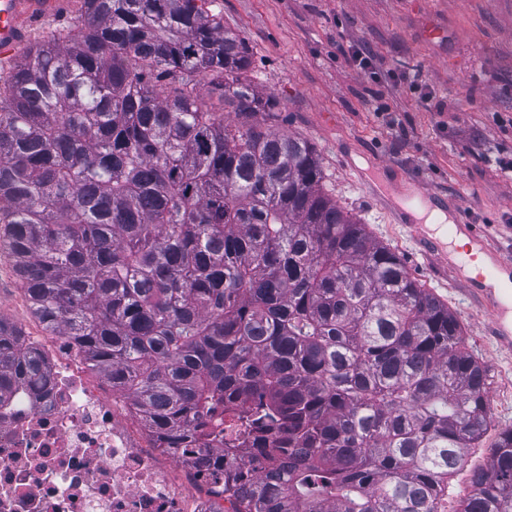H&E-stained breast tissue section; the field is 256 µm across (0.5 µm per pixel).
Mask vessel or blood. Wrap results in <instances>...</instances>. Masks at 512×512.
<instances>
[{
    "mask_svg": "<svg viewBox=\"0 0 512 512\" xmlns=\"http://www.w3.org/2000/svg\"><path fill=\"white\" fill-rule=\"evenodd\" d=\"M65 7V0H0V60H7L18 46L25 42L30 29L39 21L58 15ZM411 201H432L436 195L422 186L418 180H410L407 187H383L380 197L393 210L400 222L408 223L417 239L422 240L426 252L439 253L440 241L426 237L422 225L409 223L401 206L400 197ZM448 235H464L474 246L475 251L467 257L468 262L476 263L475 274L466 276L465 287L489 288L501 276L512 278V255L492 248L484 227L473 223L471 217L462 211L456 212L453 224L449 225Z\"/></svg>",
    "mask_w": 512,
    "mask_h": 512,
    "instance_id": "obj_1",
    "label": "vessel or blood"
}]
</instances>
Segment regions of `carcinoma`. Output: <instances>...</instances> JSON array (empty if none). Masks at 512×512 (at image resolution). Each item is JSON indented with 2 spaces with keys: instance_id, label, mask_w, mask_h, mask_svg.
I'll use <instances>...</instances> for the list:
<instances>
[{
  "instance_id": "cac0c4a2",
  "label": "carcinoma",
  "mask_w": 512,
  "mask_h": 512,
  "mask_svg": "<svg viewBox=\"0 0 512 512\" xmlns=\"http://www.w3.org/2000/svg\"><path fill=\"white\" fill-rule=\"evenodd\" d=\"M207 2L80 0L78 34L0 81V224L31 313L159 448L233 410L260 459L216 484L233 512H436L491 426L486 371L313 148L255 120L276 102ZM19 384L46 389V362L0 321V403ZM471 487L455 512H512V429Z\"/></svg>"
}]
</instances>
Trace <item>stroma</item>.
<instances>
[{
	"label": "stroma",
	"instance_id": "35a3bbf8",
	"mask_svg": "<svg viewBox=\"0 0 512 512\" xmlns=\"http://www.w3.org/2000/svg\"><path fill=\"white\" fill-rule=\"evenodd\" d=\"M209 8L243 40L253 84L277 101L264 123L314 147L324 191L447 303L486 370L492 426L450 482L456 504L471 490V469L512 429V331L492 296L462 287L424 253L360 176L377 164L398 184L422 178L512 253V181L499 169L512 161V0H211ZM355 44L374 53V73L360 71ZM0 320L30 340L46 335L6 251Z\"/></svg>",
	"mask_w": 512,
	"mask_h": 512
}]
</instances>
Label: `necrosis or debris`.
I'll list each match as a JSON object with an SVG mask.
<instances>
[{
    "instance_id": "necrosis-or-debris-1",
    "label": "necrosis or debris",
    "mask_w": 512,
    "mask_h": 512,
    "mask_svg": "<svg viewBox=\"0 0 512 512\" xmlns=\"http://www.w3.org/2000/svg\"><path fill=\"white\" fill-rule=\"evenodd\" d=\"M50 371L46 397L16 390L0 403V512H225L223 499L202 495L214 462L239 447L230 414L215 415L223 435L207 451L209 466L177 476L125 423L119 397H106L65 337L40 341Z\"/></svg>"
}]
</instances>
